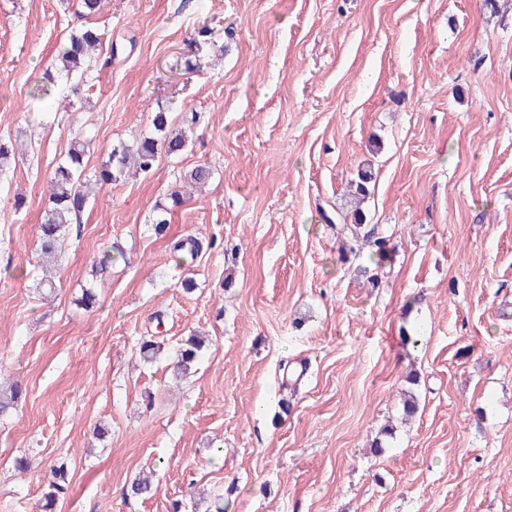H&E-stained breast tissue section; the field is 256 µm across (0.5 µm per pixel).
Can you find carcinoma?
<instances>
[{"label":"carcinoma","instance_id":"obj_1","mask_svg":"<svg viewBox=\"0 0 512 512\" xmlns=\"http://www.w3.org/2000/svg\"><path fill=\"white\" fill-rule=\"evenodd\" d=\"M108 0H78L79 13L85 18H94L107 6ZM103 42V33L94 26H84L72 33L58 50L57 61L61 68L70 73L84 68L86 62ZM153 132L143 134L131 142H119L112 146L107 158L90 174L86 173V155L89 141L82 132H77L65 156L57 163L47 182V207L39 224V250L44 275L39 285L54 290L55 282L51 276L53 267L59 257L61 241L66 229L81 217L95 188H101L126 178L131 172H150L160 154L176 156L186 148L189 140L188 131H169L168 112L163 109L152 113ZM212 178V171L205 165H197L184 173L183 186L191 189L201 187ZM373 180L372 170L360 168L354 180L353 205L341 210L343 223L350 224L349 231L354 242H363L374 246L370 264L359 265L356 273L371 286L378 285L377 268L388 258L389 240L361 234L365 213L360 208L362 200L369 195V184ZM200 246L193 238L180 239L173 247L176 260L195 259ZM201 342L190 338L177 351L174 367L182 375L190 373L195 365ZM23 395L17 385L3 387L0 385V413L4 414L18 405ZM154 472L144 474L130 485L133 497L153 495L157 488L153 483ZM69 485V472L65 464L50 467V481L43 497L37 502L36 512H55V506Z\"/></svg>","mask_w":512,"mask_h":512}]
</instances>
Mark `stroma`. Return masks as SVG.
Here are the masks:
<instances>
[{"instance_id": "stroma-1", "label": "stroma", "mask_w": 512, "mask_h": 512, "mask_svg": "<svg viewBox=\"0 0 512 512\" xmlns=\"http://www.w3.org/2000/svg\"><path fill=\"white\" fill-rule=\"evenodd\" d=\"M499 6L109 0L100 51L71 75L56 53L77 0H0V203L26 196L0 218V376L26 393L0 417V512H33L60 461L56 512H512V0ZM204 24L200 70L170 72ZM161 106L175 127L197 113L186 150L98 192L45 295L54 167L83 130L96 168ZM201 163L208 186L172 206ZM365 165L367 223L394 244L375 288L353 272L367 253L342 262L347 232L328 223ZM187 236L209 248L180 266ZM114 245L123 259L94 274ZM195 333L197 370L176 377L168 360ZM144 336L164 345L148 364ZM303 362L282 410V367ZM148 470L157 493L128 496Z\"/></svg>"}]
</instances>
